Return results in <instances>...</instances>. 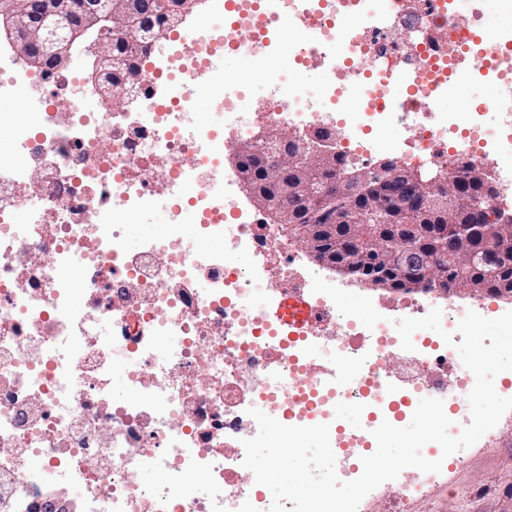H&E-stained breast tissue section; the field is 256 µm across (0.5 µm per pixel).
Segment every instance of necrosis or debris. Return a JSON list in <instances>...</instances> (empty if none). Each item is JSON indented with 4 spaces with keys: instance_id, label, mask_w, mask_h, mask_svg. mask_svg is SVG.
<instances>
[{
    "instance_id": "1",
    "label": "necrosis or debris",
    "mask_w": 512,
    "mask_h": 512,
    "mask_svg": "<svg viewBox=\"0 0 512 512\" xmlns=\"http://www.w3.org/2000/svg\"><path fill=\"white\" fill-rule=\"evenodd\" d=\"M210 7L209 28L137 42L128 112L105 108L77 74L33 73L0 49V93L31 117L0 165V512H59L66 497L80 512H269L270 490L243 465L254 408L329 425L342 479L361 474L373 430L406 423L421 399L452 397L453 432L470 422L473 373L443 375L456 349L420 330L403 350L392 319L345 308L335 287L313 289L322 266L297 262L277 225L226 194L225 134L243 141L255 123L285 124L303 143L332 127L348 161L381 151L410 167L512 171V39L494 60L503 83L490 127L482 104L463 116L435 108L487 55L454 0ZM287 25L295 57L333 72L320 92L273 72L261 102L227 89L222 59L261 52ZM200 79L220 89L207 116L194 105ZM390 124L398 135L376 140ZM155 206L166 233L133 240L135 218ZM187 224L223 238V251L188 245ZM260 292L307 302L302 325L257 310ZM323 358L336 382L318 374Z\"/></svg>"
}]
</instances>
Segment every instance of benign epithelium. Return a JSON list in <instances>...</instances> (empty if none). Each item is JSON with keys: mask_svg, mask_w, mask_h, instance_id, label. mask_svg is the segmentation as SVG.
Instances as JSON below:
<instances>
[{"mask_svg": "<svg viewBox=\"0 0 512 512\" xmlns=\"http://www.w3.org/2000/svg\"><path fill=\"white\" fill-rule=\"evenodd\" d=\"M194 3L181 6L173 0L165 10L166 26L177 27L191 13ZM147 10L145 0H120L119 9L112 8V0H41L38 11L30 9L27 0H0V32L4 33L13 50L29 65L39 69L51 65L60 70L68 67L75 58L85 56L92 60L88 81L106 97H112V42L105 41V32L120 31ZM262 140L266 156L283 161L288 158L286 147L294 140L292 135L273 134L262 128L256 134ZM336 139L333 128H318L309 134L315 142L314 155L320 161L315 176L336 170ZM240 151H235L233 161L255 207L263 213L269 206L262 192L248 179L240 165ZM375 167L388 171L390 181L410 183L406 169L388 158L379 160ZM366 172H356L336 180V190H327L326 202L365 190ZM404 229L423 223L429 215L448 214L458 205V198L449 194L440 180L425 184L416 191L414 198L399 200ZM357 222L377 235L379 225L387 216L379 206H373Z\"/></svg>", "mask_w": 512, "mask_h": 512, "instance_id": "benign-epithelium-1", "label": "benign epithelium"}]
</instances>
